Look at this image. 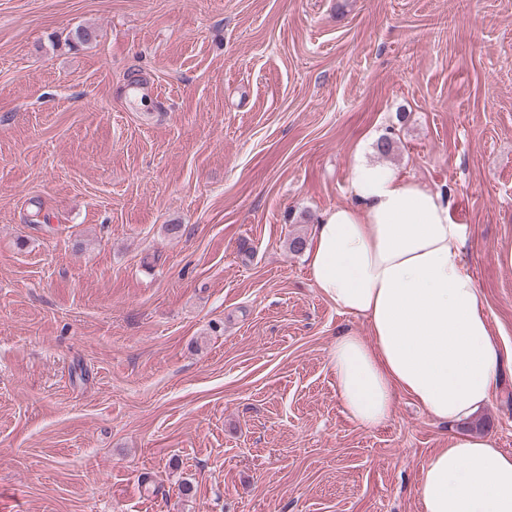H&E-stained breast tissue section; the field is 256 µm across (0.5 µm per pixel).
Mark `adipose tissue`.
Returning a JSON list of instances; mask_svg holds the SVG:
<instances>
[{"label":"adipose tissue","mask_w":512,"mask_h":512,"mask_svg":"<svg viewBox=\"0 0 512 512\" xmlns=\"http://www.w3.org/2000/svg\"><path fill=\"white\" fill-rule=\"evenodd\" d=\"M354 201L327 209L306 248L312 284L368 336H336L329 365L343 415L386 423L406 395L455 423L482 410L512 349L494 335L463 262V231L446 197L378 165L355 161ZM420 512H512V453L487 435H449L425 459Z\"/></svg>","instance_id":"obj_1"}]
</instances>
